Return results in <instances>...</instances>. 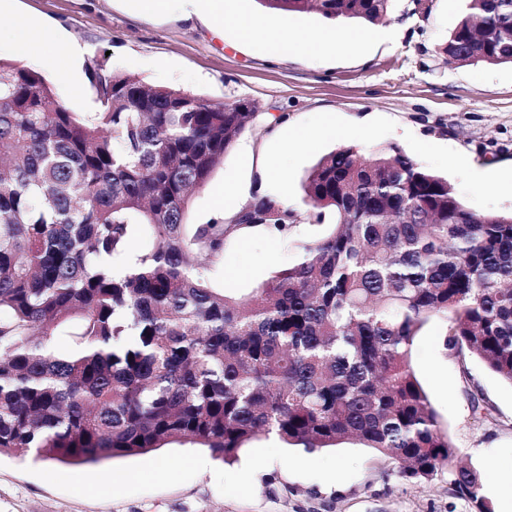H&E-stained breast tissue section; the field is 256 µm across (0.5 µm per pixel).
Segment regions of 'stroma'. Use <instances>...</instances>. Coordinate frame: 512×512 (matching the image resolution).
I'll return each mask as SVG.
<instances>
[{
    "instance_id": "obj_1",
    "label": "stroma",
    "mask_w": 512,
    "mask_h": 512,
    "mask_svg": "<svg viewBox=\"0 0 512 512\" xmlns=\"http://www.w3.org/2000/svg\"><path fill=\"white\" fill-rule=\"evenodd\" d=\"M240 5L258 22L291 31L329 25L313 12H270L259 0ZM428 5L418 12L413 0H392L381 21L346 20L347 28L376 34L361 51L313 56L292 48L276 59L263 44H239L232 21L217 33L194 17L136 14L127 0H10L0 22L52 24L80 45L68 74L49 61L33 64L74 111H97L89 67L102 58L115 73L150 85L253 107L255 119L191 197L186 217L190 224L210 220L214 194L225 187L274 191L267 169L284 170L298 224L286 239L257 230L230 241L218 281L240 296L297 263L302 243L330 232V223L311 217L303 184L321 157L346 143L365 155L398 146L447 179L469 209L512 212V65L448 63L441 48L469 0ZM391 27L395 41L378 39ZM285 125L314 138L283 151ZM445 337L443 320L422 328L412 356L415 374L458 458L480 474L485 494L494 498L495 512H512V502L495 498L512 472V385L475 358L455 357ZM476 390L493 407L484 420L472 412ZM398 470L397 461L353 440L308 453L274 436L252 441L230 463L179 443L98 466L4 454L0 512H474L450 471L406 480Z\"/></svg>"
}]
</instances>
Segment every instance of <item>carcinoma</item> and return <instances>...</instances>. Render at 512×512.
Wrapping results in <instances>:
<instances>
[{"instance_id": "1", "label": "carcinoma", "mask_w": 512, "mask_h": 512, "mask_svg": "<svg viewBox=\"0 0 512 512\" xmlns=\"http://www.w3.org/2000/svg\"><path fill=\"white\" fill-rule=\"evenodd\" d=\"M375 22L392 0H260ZM448 62L512 64V0H469ZM98 112H75L34 68L0 60V455L99 464L170 443L226 462L260 435L306 451L355 440L402 477L454 471L494 512L413 370L416 336L512 385V215L478 214L390 146L323 156L303 185L332 231L244 297L215 276L244 227L288 235L270 192L229 222L188 224L255 116L94 62ZM153 246L134 249L139 229Z\"/></svg>"}]
</instances>
